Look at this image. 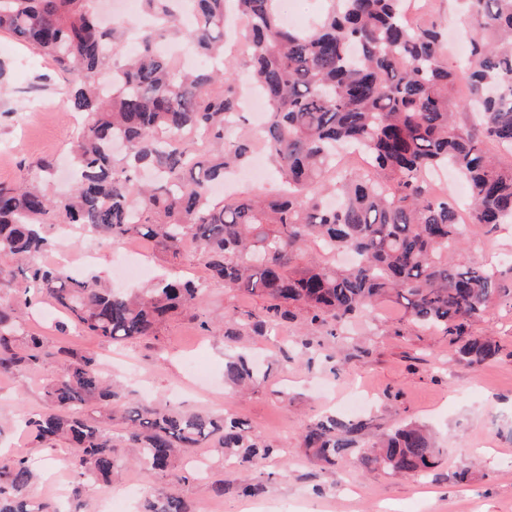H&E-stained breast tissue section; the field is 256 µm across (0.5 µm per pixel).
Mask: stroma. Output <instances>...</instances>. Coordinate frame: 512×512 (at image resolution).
Listing matches in <instances>:
<instances>
[{"label": "stroma", "instance_id": "stroma-1", "mask_svg": "<svg viewBox=\"0 0 512 512\" xmlns=\"http://www.w3.org/2000/svg\"><path fill=\"white\" fill-rule=\"evenodd\" d=\"M0 182L15 181L24 166L53 157L66 167L82 124L71 113L64 86L53 68L17 40L0 36ZM130 245L144 255L151 272L172 269L204 280V310L213 317L230 311L265 317L262 297L208 281L194 251L179 258L162 254L147 239ZM116 245L73 232L57 236L50 261L77 271L79 258L92 252L90 272L112 281ZM466 257L507 271L512 256V224L479 234L464 248ZM60 313L50 304L35 306L29 329L43 333L50 348L65 346L96 355L104 377L124 380L150 403H163L187 413L232 416L244 421L280 456L260 461L254 478L264 489L242 496L239 478L209 449H196L203 473L171 487L162 476L144 480L125 467L112 483L89 486L83 512H136L137 502L123 498L127 485H143L146 494L176 489L206 512H512V305L501 301L487 308L476 332L496 341L498 356L481 365L455 361V347L440 332L411 324L399 305L382 301L373 313H361L329 330L309 328L306 318L273 319L266 335L242 334L228 341L221 332L201 331L198 320L183 314L172 318L158 336L112 346L75 327H59ZM250 356L259 374L247 391L224 379L227 349ZM50 368H24L0 376V442L6 452L38 462L41 478L35 498L67 502L75 474L65 448H37L16 432L24 412L46 410L45 386ZM327 415L354 416L366 424L367 435L406 422L432 431L441 453L426 481L402 478L361 465L346 454L335 465H321L302 446L306 423ZM223 479V495L211 483Z\"/></svg>", "mask_w": 512, "mask_h": 512}]
</instances>
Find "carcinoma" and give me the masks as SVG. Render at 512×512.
<instances>
[{"instance_id":"carcinoma-1","label":"carcinoma","mask_w":512,"mask_h":512,"mask_svg":"<svg viewBox=\"0 0 512 512\" xmlns=\"http://www.w3.org/2000/svg\"><path fill=\"white\" fill-rule=\"evenodd\" d=\"M152 22L121 66L125 32L99 17L94 0H0V35L50 58L67 80L70 109L85 123L71 150L74 176L64 195L47 193L51 160L0 184V275L22 263L23 286L0 304V376L54 364L45 387L50 412L23 416L35 441H64L79 477L67 510L32 495L34 469L0 456V512H80L89 484L112 480L117 444L132 449L142 472L188 479L177 466L191 448H218L241 471L278 449L245 423L154 407L107 383L91 355L59 348L25 329L24 314L47 301L75 327L108 344L157 336L178 312L199 319L206 288L160 277L120 291L95 275L48 264L50 224H69L115 243L144 237L177 258L194 248L211 278L270 301L285 318L302 309L310 323L339 322L374 311L383 299L415 325L440 331L460 360L481 364L499 346L475 335L473 322L497 300L512 301L496 271L453 255L483 228L512 222V165L489 145L512 153V0H466L469 56L457 71L442 56L434 24L409 26L404 0H329L311 30L284 22L280 0H235L248 22V83L268 105L263 148L279 174L270 200L212 193L224 173L245 162L255 144H226L241 121L235 73L224 56L226 0H142ZM194 18L180 22L184 10ZM186 42L207 64L180 70L159 46ZM465 93H457L459 79ZM365 150L370 168H336V148ZM452 167L468 188V222L456 200L431 189L428 177ZM317 256L306 258L308 249ZM235 384L254 378L243 356L224 363ZM124 401L123 432L103 424ZM360 420L329 417L306 424L303 446L327 463L353 448L360 463L402 476H428L440 453L410 422L361 442ZM140 512H202L177 494L144 499Z\"/></svg>"}]
</instances>
